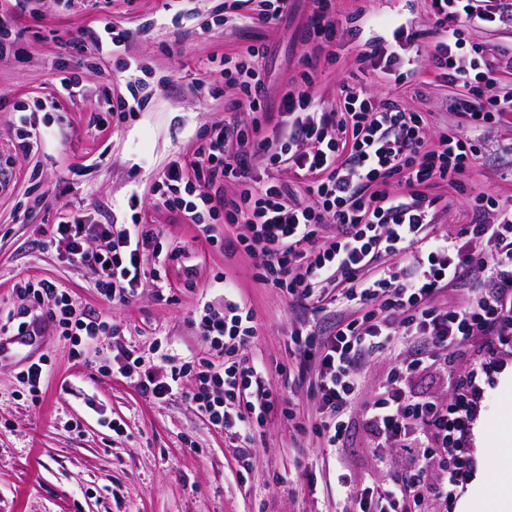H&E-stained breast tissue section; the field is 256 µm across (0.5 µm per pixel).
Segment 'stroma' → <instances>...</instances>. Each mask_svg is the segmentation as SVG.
Returning <instances> with one entry per match:
<instances>
[{"instance_id": "1", "label": "stroma", "mask_w": 512, "mask_h": 512, "mask_svg": "<svg viewBox=\"0 0 512 512\" xmlns=\"http://www.w3.org/2000/svg\"><path fill=\"white\" fill-rule=\"evenodd\" d=\"M215 5L112 0L103 11L95 0H27L21 7L0 0V22L11 46L0 57V158L12 161L7 184L0 187V312L23 307L18 281L46 279L82 307L107 315L119 332L99 345L98 362L107 365L102 372L74 359L69 342L45 334L32 352L48 359L52 375L36 405L20 380V358L0 359V512H351L352 502L336 496L337 470L350 471L360 482L385 476L369 450L362 405L385 384L392 367L388 353L373 355L362 369L343 448L324 453L315 435L298 433L280 412H272L242 482L235 476L237 451L223 430L183 398L146 400L118 371L123 347L145 351L158 338H169L182 354L201 352L194 325L198 298L223 307L224 291L213 285L223 274L255 313L257 335L247 354L261 366L262 380L287 394L298 414L315 411L305 384L289 376L300 359L289 353L288 343L293 327L305 320L325 332L332 312L314 316L304 306L289 305L282 292L257 281L256 258L209 246L195 224L158 204L152 191L158 173L173 160L190 159L199 136L223 121L224 106L235 97L224 77L206 73L208 57L264 43L271 101L311 69L325 110L335 109L343 84L359 81L375 103L395 100L429 113L431 135L460 122L449 108L452 88L428 66L429 40L409 46L418 56L417 71L397 86L381 73L359 72L346 30L336 37V61H325L302 35L310 0H290L288 15L269 28L218 12ZM334 7L340 20L358 12L378 17L376 36L384 34L387 19L418 30L432 26L424 0H335ZM107 17L129 38L117 54L92 56L80 41ZM129 62L139 67L143 102L135 118L118 120L112 106L131 96L123 72ZM59 67L80 73V97L57 91ZM213 87L218 96L210 95ZM26 120L39 137L37 148L24 153L18 143ZM509 141L512 113L484 141V158L466 177L471 193L490 189L500 199L512 198V166L500 150ZM133 193L145 222L179 257L166 267L165 290L147 283L131 301L108 303L96 293L91 271L48 244L46 231L64 206L87 223L121 230ZM507 367L512 354L505 352L478 378L475 413L494 414L512 396L500 385ZM116 421L122 433L113 432Z\"/></svg>"}]
</instances>
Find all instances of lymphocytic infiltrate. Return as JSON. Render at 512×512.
Instances as JSON below:
<instances>
[{
	"label": "lymphocytic infiltrate",
	"mask_w": 512,
	"mask_h": 512,
	"mask_svg": "<svg viewBox=\"0 0 512 512\" xmlns=\"http://www.w3.org/2000/svg\"><path fill=\"white\" fill-rule=\"evenodd\" d=\"M312 2L304 37L327 59L336 56L331 46L343 25L360 42L362 67L397 84L412 75V60L402 49L418 42L420 31L392 21L388 37L367 39L363 32L374 17L357 14L341 23L333 0ZM428 7L435 38L429 64L454 87L450 107L461 120L437 140H430L423 113L393 102L374 107L360 85L342 86L339 110L320 111L308 71L281 97L278 130L263 135L269 107L261 61L268 47L252 45L241 57L213 56L205 66L238 88L230 109L251 113L250 126L212 125L191 159L169 163L154 184L158 201L188 215L210 246L219 243L210 217L220 214L225 223L243 225L236 242L258 259L260 283L317 313L337 306L329 331L316 333L303 322L291 332L303 356L301 378L317 400L316 417L301 431L315 434L325 447H343L365 361L395 352L386 384L365 405V419L379 467L399 474L357 485L350 474L337 473L336 486L350 492L355 512H448L465 472L457 451L469 443L476 378L486 364L472 359L447 399L416 395L412 379L431 368L447 371L449 359L464 356L475 341L491 355L512 352V201L478 193L471 198V224L439 237L430 226L447 203L423 191L433 183L465 191V176L482 156V135L512 113V92L499 89L495 48L474 43L467 55L458 53L467 28L512 22V0H428ZM233 140L251 143L252 152L230 150ZM256 156L273 168L288 164L304 183L308 202L290 198L277 179H251ZM229 179L239 186L231 198L224 195ZM128 208L132 227L117 234L111 225L88 224L68 209L49 232L70 261L93 271L96 291L108 302L137 295L148 274L141 266L144 252L167 260L158 233L142 222L137 196H129ZM92 236L100 240L94 248ZM454 288L461 298L443 302ZM21 293L43 309L0 317L1 337L46 325L81 359L85 348L117 334L105 315L78 308L51 281L27 284ZM254 319L241 301L226 300L220 310L203 304L196 320L202 353L180 356L164 339L155 343L158 361L131 349L120 369L148 399L183 394L201 417L236 440L242 474L251 470L256 453L254 426L274 407L289 405L270 388L256 390L252 401L242 399L258 374L256 361L243 354L256 336ZM188 377L196 381L189 389L183 386Z\"/></svg>",
	"instance_id": "lymphocytic-infiltrate-1"
}]
</instances>
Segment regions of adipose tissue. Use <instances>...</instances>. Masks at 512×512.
<instances>
[{"mask_svg":"<svg viewBox=\"0 0 512 512\" xmlns=\"http://www.w3.org/2000/svg\"><path fill=\"white\" fill-rule=\"evenodd\" d=\"M478 450L493 449L492 472L477 468L473 481L488 484L496 512H512V401H507L496 418L480 416L473 428Z\"/></svg>","mask_w":512,"mask_h":512,"instance_id":"adipose-tissue-1","label":"adipose tissue"}]
</instances>
